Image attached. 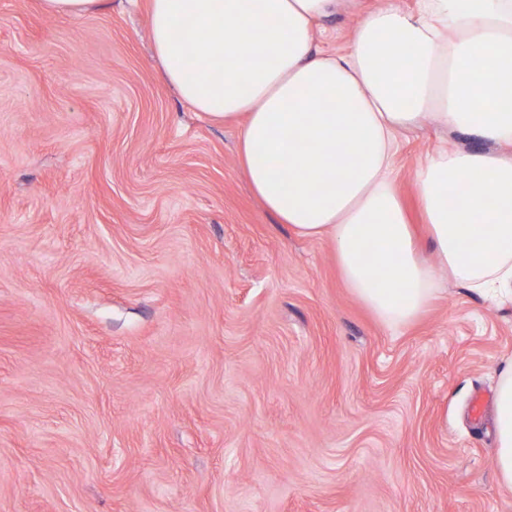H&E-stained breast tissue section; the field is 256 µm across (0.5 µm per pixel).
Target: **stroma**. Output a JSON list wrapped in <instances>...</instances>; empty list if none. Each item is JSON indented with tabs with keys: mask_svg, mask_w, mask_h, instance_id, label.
Masks as SVG:
<instances>
[{
	"mask_svg": "<svg viewBox=\"0 0 512 512\" xmlns=\"http://www.w3.org/2000/svg\"><path fill=\"white\" fill-rule=\"evenodd\" d=\"M389 6L416 0H361L317 45ZM238 138L164 80L148 0H0V512H512V300L446 278L382 325ZM398 141L414 218L417 165L483 146L429 119ZM105 0H39L44 14L51 16H79L99 11ZM496 403V469L502 484L512 489V362L499 373Z\"/></svg>",
	"mask_w": 512,
	"mask_h": 512,
	"instance_id": "stroma-1",
	"label": "stroma"
}]
</instances>
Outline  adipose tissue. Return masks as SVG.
I'll list each match as a JSON object with an SVG mask.
<instances>
[{
	"mask_svg": "<svg viewBox=\"0 0 512 512\" xmlns=\"http://www.w3.org/2000/svg\"><path fill=\"white\" fill-rule=\"evenodd\" d=\"M352 2L149 0L150 34L181 97L239 123L241 171L266 209L299 236L333 242L346 285L381 324L416 322L440 268L478 295L512 294V160L440 149L416 168L433 265L393 177L398 132L426 117L512 145V0L369 11L344 50H321L318 22ZM496 403V469L512 489V363Z\"/></svg>",
	"mask_w": 512,
	"mask_h": 512,
	"instance_id": "1",
	"label": "adipose tissue"
}]
</instances>
